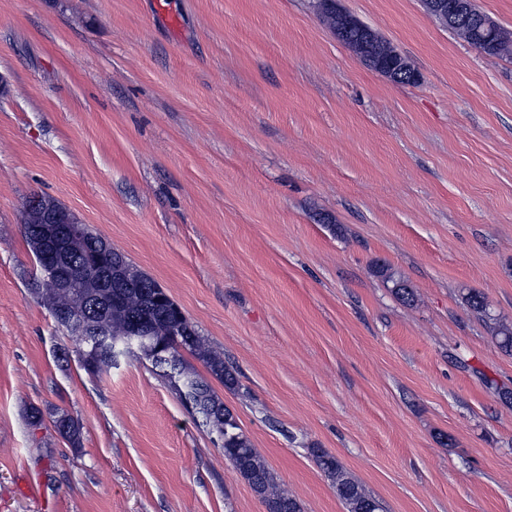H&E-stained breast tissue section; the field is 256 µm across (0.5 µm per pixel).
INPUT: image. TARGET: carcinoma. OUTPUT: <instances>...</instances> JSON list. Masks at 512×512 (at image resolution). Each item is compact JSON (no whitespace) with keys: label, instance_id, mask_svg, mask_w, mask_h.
<instances>
[{"label":"carcinoma","instance_id":"carcinoma-1","mask_svg":"<svg viewBox=\"0 0 512 512\" xmlns=\"http://www.w3.org/2000/svg\"><path fill=\"white\" fill-rule=\"evenodd\" d=\"M447 28L487 55L512 57V32L500 26L491 36L478 32L475 23L461 28L450 21ZM62 251L71 271V282L56 285L40 277L37 269L31 288L50 310L72 311L86 324L91 335L74 337L81 367L92 375L109 372L116 362L114 353L124 346L130 323L146 319L151 337L140 348V357L159 369L160 376L184 404L223 410V415L209 422L206 428L221 436L224 459L248 482L266 512H302L297 499L263 462L236 416L216 395L208 380L185 359L183 352L199 360L228 389L238 386L235 371L205 342L190 319L174 309L175 302L157 290L159 284L126 259L112 262L118 252L93 236L87 235L79 243H66ZM386 281L392 283L391 292L398 300L407 304L414 301V291L405 280L388 274ZM465 301L489 328L497 346L512 353V326L500 321L478 292H468ZM56 427L72 443L79 442L80 426L69 415H59ZM310 454L330 479L345 512H382L381 502L336 457L321 448L310 449Z\"/></svg>","mask_w":512,"mask_h":512}]
</instances>
